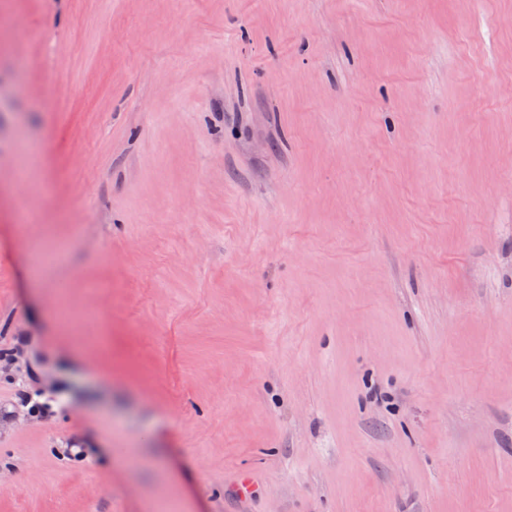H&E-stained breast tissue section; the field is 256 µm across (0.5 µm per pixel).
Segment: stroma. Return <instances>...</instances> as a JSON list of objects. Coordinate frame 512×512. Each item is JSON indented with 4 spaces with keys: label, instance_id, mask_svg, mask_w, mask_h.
I'll return each instance as SVG.
<instances>
[{
    "label": "stroma",
    "instance_id": "1",
    "mask_svg": "<svg viewBox=\"0 0 512 512\" xmlns=\"http://www.w3.org/2000/svg\"><path fill=\"white\" fill-rule=\"evenodd\" d=\"M0 355V512H512V0H0Z\"/></svg>",
    "mask_w": 512,
    "mask_h": 512
}]
</instances>
